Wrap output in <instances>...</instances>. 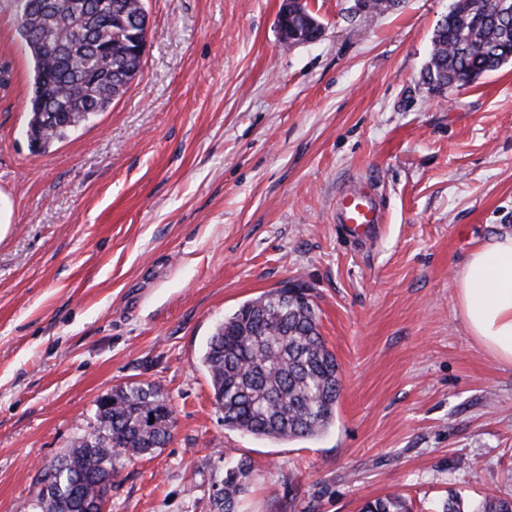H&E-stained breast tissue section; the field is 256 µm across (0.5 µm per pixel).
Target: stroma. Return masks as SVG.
Segmentation results:
<instances>
[{
	"mask_svg": "<svg viewBox=\"0 0 512 512\" xmlns=\"http://www.w3.org/2000/svg\"><path fill=\"white\" fill-rule=\"evenodd\" d=\"M450 3L306 0L322 34L287 46L282 0H145L126 94L37 152L33 62L0 0V512H35L44 466L133 382L168 396L177 425L115 460L105 512H211L241 457L239 512L512 496V366L470 336L457 296L469 253L512 235V66L429 91ZM357 180L383 208L369 240L336 220ZM287 281L317 304L342 391L321 436L273 442L225 427L202 355Z\"/></svg>",
	"mask_w": 512,
	"mask_h": 512,
	"instance_id": "obj_1",
	"label": "stroma"
}]
</instances>
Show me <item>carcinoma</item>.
Instances as JSON below:
<instances>
[{
  "instance_id": "cac0c4a2",
  "label": "carcinoma",
  "mask_w": 512,
  "mask_h": 512,
  "mask_svg": "<svg viewBox=\"0 0 512 512\" xmlns=\"http://www.w3.org/2000/svg\"><path fill=\"white\" fill-rule=\"evenodd\" d=\"M18 31L34 62L26 135L45 151L122 97L143 59L129 58L145 28L129 18L144 0H19ZM497 0H452L438 24L426 66L429 90L457 88L512 64V25L495 26ZM203 363L224 426L273 441L315 439L334 423L341 391L339 365L320 331L318 307L306 288H274L244 302L209 336ZM97 409L96 427L44 468L37 512H82L105 506L112 460L165 447L176 426L173 406L158 388L133 383L112 391ZM252 473L239 458L227 468L213 512H235ZM361 512H410L397 493L365 503ZM472 512H512V498H486Z\"/></svg>"
}]
</instances>
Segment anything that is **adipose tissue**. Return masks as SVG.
<instances>
[{
    "mask_svg": "<svg viewBox=\"0 0 512 512\" xmlns=\"http://www.w3.org/2000/svg\"><path fill=\"white\" fill-rule=\"evenodd\" d=\"M460 317L496 361L512 366V236L474 249L458 281Z\"/></svg>",
    "mask_w": 512,
    "mask_h": 512,
    "instance_id": "obj_1",
    "label": "adipose tissue"
}]
</instances>
